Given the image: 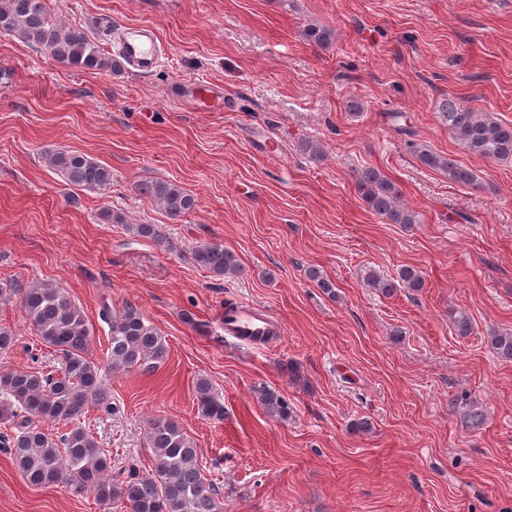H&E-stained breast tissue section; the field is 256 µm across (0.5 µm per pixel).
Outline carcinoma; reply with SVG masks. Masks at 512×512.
I'll return each mask as SVG.
<instances>
[{
	"label": "carcinoma",
	"mask_w": 512,
	"mask_h": 512,
	"mask_svg": "<svg viewBox=\"0 0 512 512\" xmlns=\"http://www.w3.org/2000/svg\"><path fill=\"white\" fill-rule=\"evenodd\" d=\"M0 33L47 53L64 69H119L117 61L100 49L86 28L53 18L46 0H0ZM303 36L307 42L327 49L334 42L335 32L327 26L310 24L303 29ZM440 119L465 152L490 161H512V123H504L489 112H477L458 98L442 101ZM407 145L421 164L446 173L448 180L465 186L476 184L475 174L454 160L412 141ZM43 160L73 186L102 193L112 186V170L86 155L53 148L43 152ZM356 183L374 215L390 224L419 223L418 213L400 203L397 186L377 168L358 170ZM138 190L172 220L182 219L196 206L189 191L170 181H147L138 184ZM126 228L138 238L164 242L155 224H126ZM193 261L216 276L244 274L236 254L222 244L198 246ZM363 281L385 296L399 289L419 292L425 286L421 272L410 266L400 269L398 277L392 279L368 267ZM13 301L19 303L41 343L59 352L64 360V368L56 377L39 371L0 373V422L12 428L11 433L0 435V444L10 448L23 479L37 487L68 481L79 491L93 490L103 502L123 503L126 512H220L219 491L203 475L197 448L172 421L157 419L150 423L148 441L155 461L150 473L141 475L133 467L125 473H112L104 450L77 425L88 407L110 405V391L102 383L100 369L87 357L91 330L83 310L66 290L48 282L34 284L16 279L1 285L0 302ZM100 316L110 327L112 367L151 371L166 360L165 336L135 305H105ZM452 326L462 337L472 332V321L462 311L453 313ZM488 344L497 357L512 361V333H495L489 336ZM256 392L268 416L288 421L291 408L278 390L260 386ZM195 395L203 417L224 419V399L208 379H197ZM456 404L473 427L483 424L485 414L480 407L465 397L457 399ZM37 419L72 423L74 427L57 436L36 425Z\"/></svg>",
	"instance_id": "obj_1"
}]
</instances>
